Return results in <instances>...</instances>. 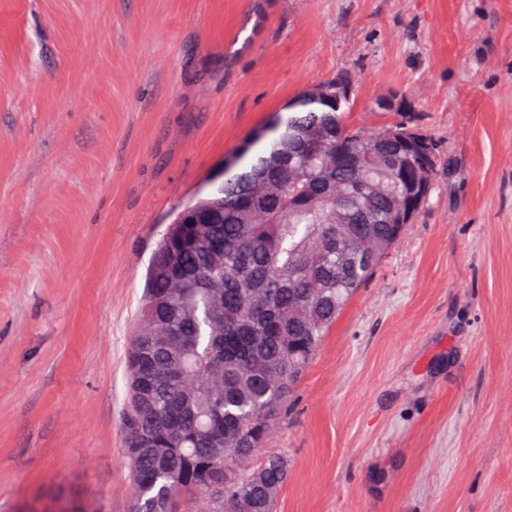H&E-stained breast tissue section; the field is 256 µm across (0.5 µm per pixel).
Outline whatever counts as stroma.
<instances>
[{"mask_svg": "<svg viewBox=\"0 0 512 512\" xmlns=\"http://www.w3.org/2000/svg\"><path fill=\"white\" fill-rule=\"evenodd\" d=\"M340 72L442 160L274 432L276 512H512V0H0V512H128L150 257Z\"/></svg>", "mask_w": 512, "mask_h": 512, "instance_id": "stroma-1", "label": "stroma"}]
</instances>
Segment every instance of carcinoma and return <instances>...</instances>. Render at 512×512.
<instances>
[{
    "label": "carcinoma",
    "instance_id": "carcinoma-1",
    "mask_svg": "<svg viewBox=\"0 0 512 512\" xmlns=\"http://www.w3.org/2000/svg\"><path fill=\"white\" fill-rule=\"evenodd\" d=\"M340 73L322 84L339 108L299 95L288 116L255 132L267 140L251 160L228 159L196 200L221 210L210 224H173L152 258L141 325L128 352L129 401L123 443L130 512H275L288 460L250 464L288 410V399L323 337L383 254L353 252L336 230V208L353 230L369 226L398 240V204L413 196L417 155L401 138L433 137L399 123L374 134L347 120ZM377 139L367 177L385 184L374 199L353 172V156ZM278 190L256 197V180ZM163 327L171 340L156 336Z\"/></svg>",
    "mask_w": 512,
    "mask_h": 512
}]
</instances>
